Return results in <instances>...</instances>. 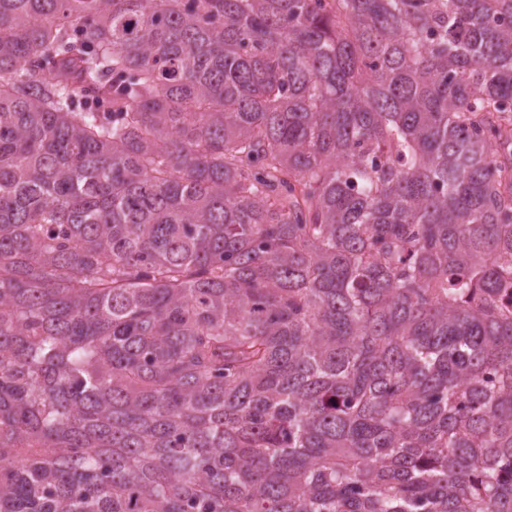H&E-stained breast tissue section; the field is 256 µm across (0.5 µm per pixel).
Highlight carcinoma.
I'll return each mask as SVG.
<instances>
[{
  "mask_svg": "<svg viewBox=\"0 0 512 512\" xmlns=\"http://www.w3.org/2000/svg\"><path fill=\"white\" fill-rule=\"evenodd\" d=\"M512 0H0V512H512Z\"/></svg>",
  "mask_w": 512,
  "mask_h": 512,
  "instance_id": "1",
  "label": "carcinoma"
}]
</instances>
